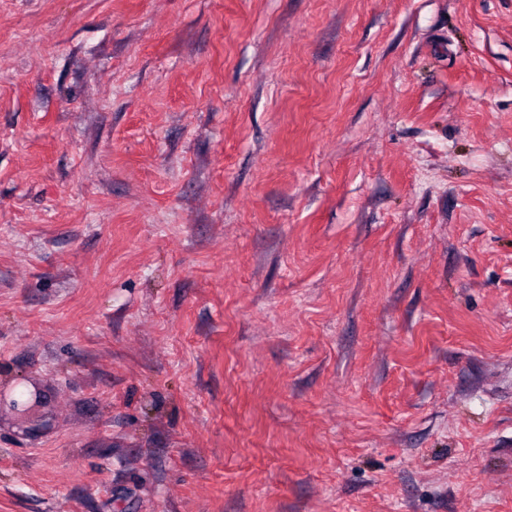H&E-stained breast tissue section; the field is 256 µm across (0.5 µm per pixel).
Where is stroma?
Returning <instances> with one entry per match:
<instances>
[{"label": "stroma", "mask_w": 512, "mask_h": 512, "mask_svg": "<svg viewBox=\"0 0 512 512\" xmlns=\"http://www.w3.org/2000/svg\"><path fill=\"white\" fill-rule=\"evenodd\" d=\"M0 512H512V0H0Z\"/></svg>", "instance_id": "1"}]
</instances>
